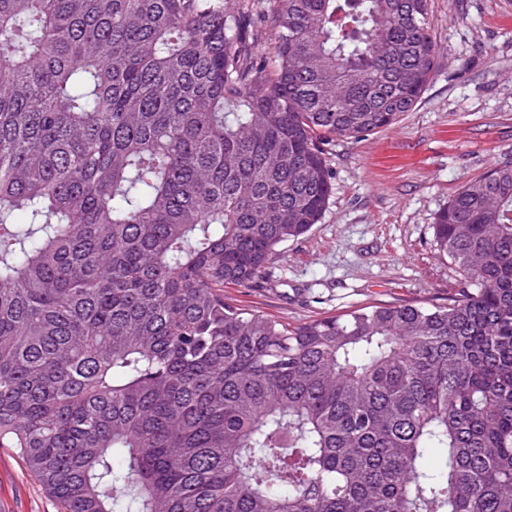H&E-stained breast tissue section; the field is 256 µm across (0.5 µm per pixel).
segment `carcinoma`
Segmentation results:
<instances>
[{
    "label": "carcinoma",
    "mask_w": 512,
    "mask_h": 512,
    "mask_svg": "<svg viewBox=\"0 0 512 512\" xmlns=\"http://www.w3.org/2000/svg\"><path fill=\"white\" fill-rule=\"evenodd\" d=\"M428 14L0 0V448L60 512H512L511 159L437 213L446 304L224 301L418 104Z\"/></svg>",
    "instance_id": "carcinoma-1"
}]
</instances>
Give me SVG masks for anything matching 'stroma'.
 <instances>
[{"label":"stroma","mask_w":512,"mask_h":512,"mask_svg":"<svg viewBox=\"0 0 512 512\" xmlns=\"http://www.w3.org/2000/svg\"><path fill=\"white\" fill-rule=\"evenodd\" d=\"M439 66L394 125L328 147L333 194L227 303L292 325L381 304L447 303L456 276L434 244L437 212L512 158V0H430ZM13 449L0 448V512H58Z\"/></svg>","instance_id":"stroma-1"}]
</instances>
